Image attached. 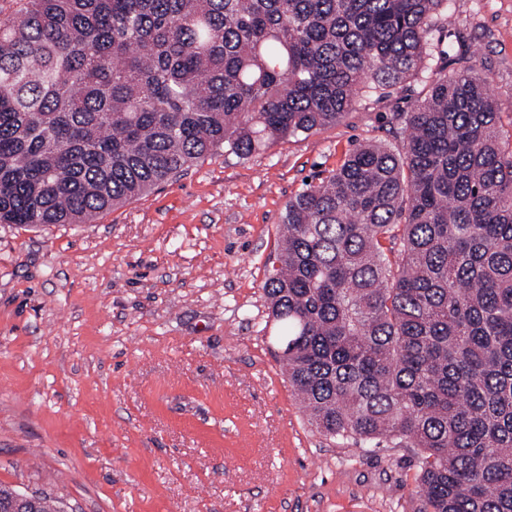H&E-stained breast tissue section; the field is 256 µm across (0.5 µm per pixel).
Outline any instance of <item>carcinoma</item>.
I'll return each instance as SVG.
<instances>
[{"mask_svg": "<svg viewBox=\"0 0 512 512\" xmlns=\"http://www.w3.org/2000/svg\"><path fill=\"white\" fill-rule=\"evenodd\" d=\"M16 5L0 18V224H89L432 75L397 113L400 149L359 144L288 201L263 291L321 434L417 449L422 512H512V141L471 54L436 63L448 0Z\"/></svg>", "mask_w": 512, "mask_h": 512, "instance_id": "carcinoma-1", "label": "carcinoma"}]
</instances>
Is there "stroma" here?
<instances>
[{
    "label": "stroma",
    "instance_id": "obj_1",
    "mask_svg": "<svg viewBox=\"0 0 512 512\" xmlns=\"http://www.w3.org/2000/svg\"><path fill=\"white\" fill-rule=\"evenodd\" d=\"M512 134V0H450ZM412 78L249 158H206L89 224H0V486L65 512H419L415 449L326 438L263 282L288 201L356 143L398 146Z\"/></svg>",
    "mask_w": 512,
    "mask_h": 512
}]
</instances>
